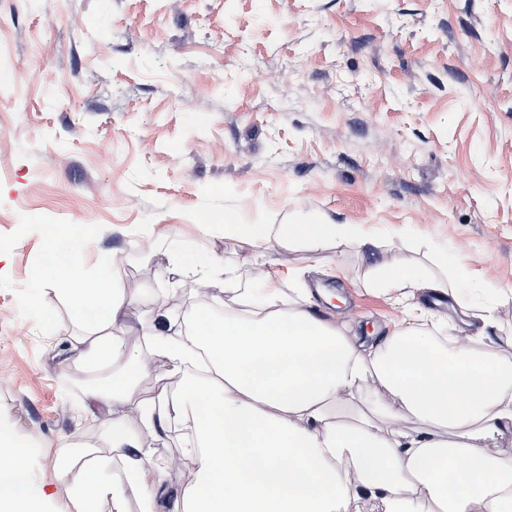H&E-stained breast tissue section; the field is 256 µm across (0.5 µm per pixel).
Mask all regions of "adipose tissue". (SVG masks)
<instances>
[{"label":"adipose tissue","mask_w":512,"mask_h":512,"mask_svg":"<svg viewBox=\"0 0 512 512\" xmlns=\"http://www.w3.org/2000/svg\"><path fill=\"white\" fill-rule=\"evenodd\" d=\"M225 234L246 233L258 245H306L318 250L345 236L335 224L238 223L225 212ZM80 227L54 236L38 282L57 287L84 334L82 366H112L108 388L90 387L85 411H135L164 434L191 430L183 460L194 477L169 497L149 449L121 424L108 437L111 456L78 465L65 485L82 512L101 502L125 512L128 494L146 512H349L363 496L386 512H507L512 507V359L486 330L502 292L481 303L454 349L438 347L409 314L378 345L346 336L318 317L304 296L284 301L273 286L232 289L223 317L196 310L189 331L174 338L162 325L143 332L149 357L167 359L178 377L148 403L132 399L133 380L149 357L128 349L130 307L111 277L117 261L100 256L95 276L79 258ZM386 291H447L448 284L413 267L374 278ZM372 382L399 403L400 426L380 435L368 417L341 420L355 392ZM423 430L409 429L412 421ZM26 451L0 434V512H36L27 481ZM120 467H113V459Z\"/></svg>","instance_id":"obj_1"}]
</instances>
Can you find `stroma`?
<instances>
[{
	"label": "stroma",
	"instance_id": "1",
	"mask_svg": "<svg viewBox=\"0 0 512 512\" xmlns=\"http://www.w3.org/2000/svg\"><path fill=\"white\" fill-rule=\"evenodd\" d=\"M0 54V425L26 449L38 512H77L64 458L107 456L112 427L84 412L111 371L76 364L81 326L32 277L47 227L93 225L86 270L116 256L135 350L140 327L205 305L184 253L216 261L217 289L228 270L287 299L315 291L319 315L370 343L418 305L430 334L461 326L454 298L373 290L377 268L456 288L440 247L472 287L512 289V0H0ZM228 210L371 242L204 231ZM125 422L169 491L191 484L185 433Z\"/></svg>",
	"mask_w": 512,
	"mask_h": 512
}]
</instances>
